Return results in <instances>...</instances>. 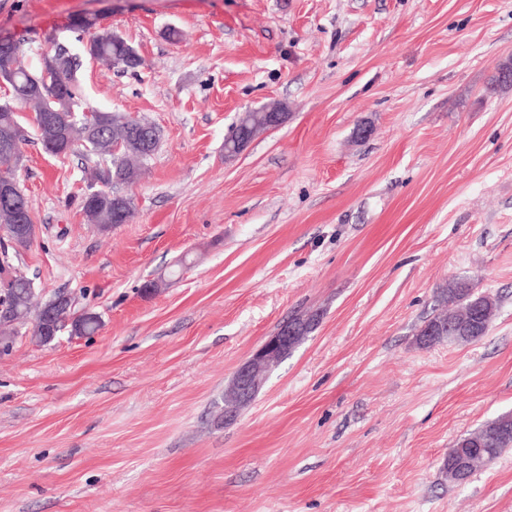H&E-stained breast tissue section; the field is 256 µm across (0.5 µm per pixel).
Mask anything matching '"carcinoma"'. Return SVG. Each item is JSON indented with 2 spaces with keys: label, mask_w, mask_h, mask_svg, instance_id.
Wrapping results in <instances>:
<instances>
[{
  "label": "carcinoma",
  "mask_w": 512,
  "mask_h": 512,
  "mask_svg": "<svg viewBox=\"0 0 512 512\" xmlns=\"http://www.w3.org/2000/svg\"><path fill=\"white\" fill-rule=\"evenodd\" d=\"M69 30L76 40L83 43L84 53L110 66L116 60L131 53L134 47L122 36L96 22L82 17L73 18ZM24 40H18V53L9 59L0 57V81L10 88V96L0 103V143L26 140L23 116L18 109L24 105L40 113L57 107L53 98L66 101L69 109L56 113L59 131L66 132V139H52L40 124L34 123L38 140L45 150H54L59 155L79 153L90 171V180L79 197V207L87 222L95 224L105 232L114 224H125L134 215L133 198L122 191V186L139 181L146 172V162L152 154L149 145H158L160 129L146 120L133 119L122 112L82 107L77 79L82 63L80 57L64 46H57L41 55L39 66L26 68L18 63L11 68L16 58L23 55ZM49 74L51 83L45 95L35 97L31 93L34 81ZM121 142L123 153L115 155L112 146ZM31 211L23 189H18L11 199L0 197V275L11 280L10 287L0 292V351L10 350L19 329L31 326V339L38 343L51 342L64 329L74 336H87L101 327L85 309L77 310L69 298L55 297L42 302L32 280L14 264L19 249L26 248L33 240L16 236L13 224L15 213ZM470 283L458 279L440 289L436 295V313L425 321L418 332V340L426 343L427 331L432 329L437 336L448 335V322L465 314L468 308L466 288ZM494 432L493 423L488 422L474 432L460 437L453 444L457 449L464 443L479 442Z\"/></svg>",
  "instance_id": "obj_1"
}]
</instances>
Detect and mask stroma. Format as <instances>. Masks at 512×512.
I'll use <instances>...</instances> for the list:
<instances>
[{
	"instance_id": "stroma-1",
	"label": "stroma",
	"mask_w": 512,
	"mask_h": 512,
	"mask_svg": "<svg viewBox=\"0 0 512 512\" xmlns=\"http://www.w3.org/2000/svg\"><path fill=\"white\" fill-rule=\"evenodd\" d=\"M79 15L143 59H84L83 99L162 139L103 232L71 202L80 158L26 131L17 263L102 325L0 353V512H512V449L444 471L512 413V0H0V34L34 64L81 52ZM270 102L282 125L225 160ZM460 277L497 297L488 331L419 344ZM295 315L313 329L225 420ZM296 339L292 329L280 327L239 367L234 375V386L241 405L251 403L260 389L262 382L258 379V370L270 372L281 362L284 354L297 345Z\"/></svg>"
}]
</instances>
